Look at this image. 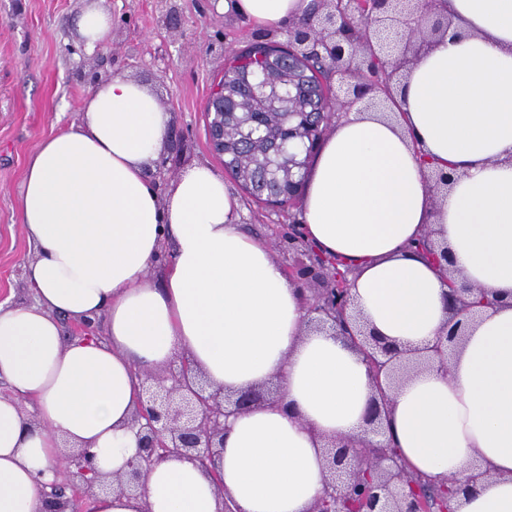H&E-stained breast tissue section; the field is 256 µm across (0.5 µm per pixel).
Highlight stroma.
Returning <instances> with one entry per match:
<instances>
[{"label": "stroma", "mask_w": 512, "mask_h": 512, "mask_svg": "<svg viewBox=\"0 0 512 512\" xmlns=\"http://www.w3.org/2000/svg\"><path fill=\"white\" fill-rule=\"evenodd\" d=\"M85 0H0V304L29 302L25 264L35 254L20 223L26 165L52 130L79 124L89 91L127 76L148 87L170 115L169 137L148 178L167 192L197 163L223 170L209 144L206 103L224 60L255 41L286 42L287 28L259 29L224 14L215 0H102L112 41L87 52L75 27ZM245 229L270 239L299 223L238 193Z\"/></svg>", "instance_id": "obj_1"}]
</instances>
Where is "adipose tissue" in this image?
<instances>
[{
  "mask_svg": "<svg viewBox=\"0 0 512 512\" xmlns=\"http://www.w3.org/2000/svg\"><path fill=\"white\" fill-rule=\"evenodd\" d=\"M266 28L297 22L313 0H222ZM444 34L393 83L385 111L362 102L306 170L305 237L350 275V301L374 331L422 349L449 329L448 268L495 304L468 325L451 376L428 368L391 394L383 443L439 485L484 468L490 479L454 512H512V0H435ZM87 51L112 40L92 0L79 15ZM169 114L143 84L93 88L79 124L31 155L20 217L36 256L33 302L0 307V512H42L64 450L85 448L112 475L135 457L129 420L141 375L185 356L224 391L281 384L277 404L230 417L215 484L198 461L151 463L136 494L90 512H311L325 486L322 448L366 439L375 389L363 355L305 327L298 284L267 242L244 233L237 198L206 163L166 194L147 172ZM444 175V194L431 190ZM444 242L450 263L415 248ZM170 260L150 271L165 240ZM105 317L106 336L65 338L60 317Z\"/></svg>",
  "mask_w": 512,
  "mask_h": 512,
  "instance_id": "obj_1",
  "label": "adipose tissue"
}]
</instances>
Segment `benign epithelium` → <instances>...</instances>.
<instances>
[{
  "instance_id": "7a95c632",
  "label": "benign epithelium",
  "mask_w": 512,
  "mask_h": 512,
  "mask_svg": "<svg viewBox=\"0 0 512 512\" xmlns=\"http://www.w3.org/2000/svg\"><path fill=\"white\" fill-rule=\"evenodd\" d=\"M433 0H323V7L307 26L295 25L290 42L294 54L333 63L331 76L336 83L353 85V101L377 90H386L390 82L410 64L412 57L427 49L429 37L440 32L444 22L433 17ZM419 11L424 26L418 31L402 32L405 15ZM246 79L268 101L286 98L296 101L306 78L293 67L250 72ZM209 129V141L216 153H224V126L219 118ZM304 163L289 156L285 174L288 182L303 181ZM271 244H288L293 258L283 266L288 280L306 287L318 286L306 299L307 322L323 327L336 323L350 307V284L346 273L310 247L301 225L283 224L275 231ZM475 288L453 271H448V298L452 311L451 331L424 348L428 363L442 374H450L448 346L464 335L465 319L475 306H491L485 296L473 298ZM364 355L371 382L376 390L367 413L369 432L381 433L390 403L388 390L400 372L412 361V351L359 324L355 329L341 328ZM143 393L131 418L138 428V452L127 470L113 484L93 475L92 462L83 451L66 457L61 476L66 482L46 495L43 512H77L76 502L89 499L119 486L137 492L144 486L147 466L169 456L188 457L202 465L213 464L224 450V423L227 418L247 412L255 406L279 400L275 395L263 398L260 391L245 389L228 394L211 389L191 363L184 359L180 367L167 374L146 373ZM328 477L323 496L312 512H453L442 498H465L490 478L487 470L474 469L462 481L450 479L449 487L438 489L422 484L389 449L365 443L357 446L351 439H333L325 446Z\"/></svg>"
}]
</instances>
